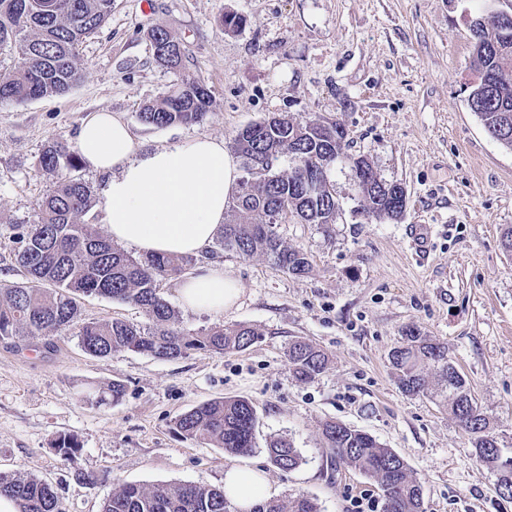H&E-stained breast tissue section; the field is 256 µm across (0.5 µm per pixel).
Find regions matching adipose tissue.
<instances>
[{
	"mask_svg": "<svg viewBox=\"0 0 512 512\" xmlns=\"http://www.w3.org/2000/svg\"><path fill=\"white\" fill-rule=\"evenodd\" d=\"M77 150L105 175L102 222L112 241L145 254L198 255L219 232L238 184V168L223 141L201 135L183 144L140 149L130 127L109 112L82 123ZM241 288L222 268L204 266L184 276V309L221 315ZM224 491L242 512L266 497L265 477L235 466L224 473Z\"/></svg>",
	"mask_w": 512,
	"mask_h": 512,
	"instance_id": "ef3b65f1",
	"label": "adipose tissue"
}]
</instances>
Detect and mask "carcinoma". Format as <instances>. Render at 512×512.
I'll return each instance as SVG.
<instances>
[{
	"mask_svg": "<svg viewBox=\"0 0 512 512\" xmlns=\"http://www.w3.org/2000/svg\"><path fill=\"white\" fill-rule=\"evenodd\" d=\"M113 0H0V102L16 105L63 95L80 79L79 46L112 16ZM471 65L478 75L468 105L493 137L512 128V53L497 54L492 45L508 43L499 15L480 14L470 22ZM155 62L178 75L160 99L144 105L140 121L153 128L202 122L211 95L200 80L185 79L183 43L165 27L149 33ZM244 176L226 212L219 243L244 259L264 256L280 270L304 275L311 264L306 252L285 245L275 225L292 216L303 224L326 228L336 223L339 204L328 171L344 155L346 132L338 122L277 120L272 115L241 129L235 137ZM288 157V168L276 163ZM81 164L77 151L61 140L44 148L40 166L49 188L37 203V221L19 227L16 263L20 282L0 286V339L37 336L78 337L86 354L108 358L131 351L172 360L192 350L217 354L248 349L261 336L249 326L199 331L176 327L178 312L162 296L165 280L182 276L194 264L191 255L135 258L102 236L96 225L81 221L96 204L92 187L70 175ZM363 209L379 220H397L403 211L375 190L379 177L371 163L354 160ZM98 296L140 307L143 325L120 319L85 322L78 298ZM390 361L399 389L408 395L429 389V374L438 378L448 410L471 435L477 456L499 474L497 492L512 491V454L496 450L486 416L466 381L448 359V350L410 328ZM294 376L307 380L329 363L324 350L305 339L288 347ZM125 385L117 380L103 389H88L83 400L100 405L119 401ZM257 410L243 398L222 397L202 403L175 422L180 434L197 438L232 455L255 447ZM322 436L334 455L377 483L388 501L385 512H423V489L411 469L390 448L344 423L323 425ZM269 463L282 471L300 464L293 444L275 438L267 444ZM0 495L14 499L18 512H63L53 487L34 476L0 473ZM100 512H239L224 490L193 484L144 487L122 484L112 491ZM249 512H320L317 502L298 493L269 499Z\"/></svg>",
	"mask_w": 512,
	"mask_h": 512,
	"instance_id": "obj_1",
	"label": "carcinoma"
}]
</instances>
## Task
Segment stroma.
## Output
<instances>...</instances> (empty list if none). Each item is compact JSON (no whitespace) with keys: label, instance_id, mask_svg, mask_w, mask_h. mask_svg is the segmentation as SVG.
Here are the masks:
<instances>
[{"label":"stroma","instance_id":"obj_1","mask_svg":"<svg viewBox=\"0 0 512 512\" xmlns=\"http://www.w3.org/2000/svg\"><path fill=\"white\" fill-rule=\"evenodd\" d=\"M501 10L512 12V0H114L107 25L79 49L76 86L20 106L0 103V284L23 279L14 234L37 220L44 146L75 145L91 113L120 116L144 150L208 135L231 153L240 129L275 113L340 122L348 143L329 172L336 223L276 227L288 246L307 252L308 274L222 250L215 261L241 287L236 306L221 316L180 309L186 329L253 326L261 337L247 350L98 359L71 335L0 340V471L49 482L64 512H100L120 483L218 487L232 465L263 473L271 496L305 494L321 512H353L358 498L366 512H383L377 484L322 438L323 424L338 421L405 461L422 484L425 512H512V500L496 491V471L447 406L402 393L390 362L412 327L446 346L490 434L512 451V255L501 242L512 226V150L467 103L475 79L469 22ZM229 13L242 17L239 28H225ZM160 25L184 42L185 73L211 93L200 123L156 129L138 119L176 80L155 62L147 37ZM361 156L381 179L405 186L401 219L364 213L353 168ZM416 224L431 227L422 250L411 236ZM80 310L88 321H146L138 306L109 298H83ZM298 338L330 357L308 381L288 366ZM115 380L126 388L121 401L82 402L88 386ZM221 397L256 407L250 454L176 432L178 416ZM64 436L80 446L75 462L57 450ZM281 436L302 458L287 472L265 451ZM81 471L97 483L78 479Z\"/></svg>","mask_w":512,"mask_h":512}]
</instances>
